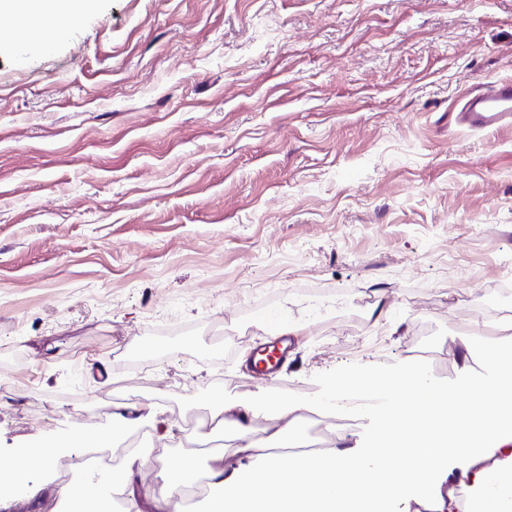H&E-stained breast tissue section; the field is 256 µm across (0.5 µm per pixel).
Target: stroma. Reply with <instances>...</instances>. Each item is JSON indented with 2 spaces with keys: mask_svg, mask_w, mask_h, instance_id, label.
Masks as SVG:
<instances>
[{
  "mask_svg": "<svg viewBox=\"0 0 512 512\" xmlns=\"http://www.w3.org/2000/svg\"><path fill=\"white\" fill-rule=\"evenodd\" d=\"M44 48L0 49V460L112 427L161 462L257 474L210 394L323 405L327 378L512 351V125L448 123L512 81V0H94ZM298 325L279 382L248 352ZM106 376L93 380L91 367ZM157 416L158 409L153 403L134 407L117 404L112 410V431L100 432L95 443L101 448H109L117 436L136 428L146 419L156 421Z\"/></svg>",
  "mask_w": 512,
  "mask_h": 512,
  "instance_id": "35a3bbf8",
  "label": "stroma"
}]
</instances>
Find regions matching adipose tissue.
<instances>
[{
  "label": "adipose tissue",
  "mask_w": 512,
  "mask_h": 512,
  "mask_svg": "<svg viewBox=\"0 0 512 512\" xmlns=\"http://www.w3.org/2000/svg\"><path fill=\"white\" fill-rule=\"evenodd\" d=\"M0 12L25 21L20 39L32 47L47 46L79 18L63 0H0ZM502 356L498 346L484 345L483 363L494 370V377L486 382L463 377L453 404L419 364L394 373L362 370L339 376L324 395L326 405L352 390L379 387L390 392L378 416L380 439L358 452L347 445L318 453L294 452V415L301 405L281 400L284 424L268 437L270 452L258 475L243 478L238 467L225 465L220 451L211 452L212 464L204 469L196 456H185L166 468L168 489L158 512H184L181 487L202 477L221 493L219 512H512V366L503 364ZM212 399L220 423L245 443L251 440V420L270 405L263 396L229 403L216 393ZM157 416L152 403L115 405L111 430L99 433L95 443L110 447L116 436ZM86 446L82 436L72 435L0 462V472L6 475L0 481V512H14L19 504L43 496L47 485L34 475L52 469L60 447L73 449V467L83 475L80 481L59 485L60 502L69 512H113L112 484L137 490L144 459L136 452L126 455L116 482L86 464ZM455 457L468 461L458 476L470 492L468 501L438 489L411 499V487L434 478L446 482L447 462Z\"/></svg>",
  "instance_id": "1"
}]
</instances>
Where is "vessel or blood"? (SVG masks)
<instances>
[{
  "instance_id": "vessel-or-blood-1",
  "label": "vessel or blood",
  "mask_w": 512,
  "mask_h": 512,
  "mask_svg": "<svg viewBox=\"0 0 512 512\" xmlns=\"http://www.w3.org/2000/svg\"><path fill=\"white\" fill-rule=\"evenodd\" d=\"M451 120L474 129H492L512 123V83L498 82L489 88L469 94L461 109L451 113ZM288 358L284 339L278 338L257 349L252 360L255 371L262 376L281 372Z\"/></svg>"
}]
</instances>
